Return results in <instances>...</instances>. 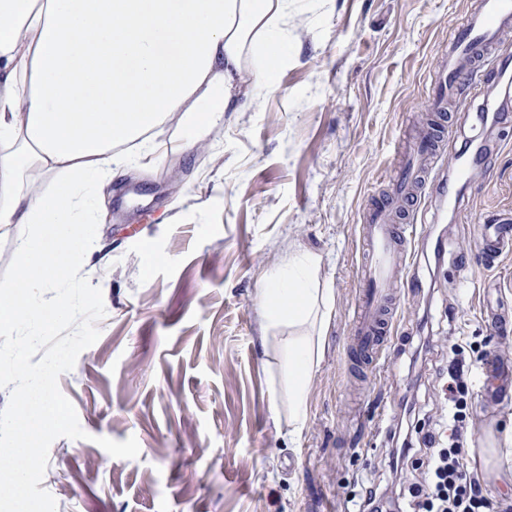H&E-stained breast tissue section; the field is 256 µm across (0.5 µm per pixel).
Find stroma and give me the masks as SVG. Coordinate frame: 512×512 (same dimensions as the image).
<instances>
[{"mask_svg": "<svg viewBox=\"0 0 512 512\" xmlns=\"http://www.w3.org/2000/svg\"><path fill=\"white\" fill-rule=\"evenodd\" d=\"M476 0H293L273 92L233 102L185 147L165 133L151 162L112 180L85 244L105 315L100 337L59 380L88 437L53 441L41 487L71 512H354L391 481L404 398L413 431H435L455 352L471 371L465 465L492 500L485 450L512 433V404L488 406L482 367L512 362V259L478 258L479 227L512 214V117L487 129L478 101L445 123L483 164L448 213L409 246L419 282L403 288L377 365L350 347L364 261L359 224L396 174L397 144L430 107L452 28ZM151 222L135 224L141 209ZM321 257L334 294L309 416L288 433L274 387L287 332L261 335L259 290L289 250ZM136 437L137 458L97 440Z\"/></svg>", "mask_w": 512, "mask_h": 512, "instance_id": "obj_1", "label": "stroma"}]
</instances>
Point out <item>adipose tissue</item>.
<instances>
[{"instance_id":"1","label":"adipose tissue","mask_w":512,"mask_h":512,"mask_svg":"<svg viewBox=\"0 0 512 512\" xmlns=\"http://www.w3.org/2000/svg\"><path fill=\"white\" fill-rule=\"evenodd\" d=\"M290 0H0V229L23 226L27 281L84 269L76 236L98 189L141 166L169 122L189 141L223 121L253 65L276 86ZM54 177L42 189L45 177ZM318 255L291 251L259 293L261 331L293 329L279 397L292 434L308 419L333 296Z\"/></svg>"}]
</instances>
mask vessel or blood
Masks as SVG:
<instances>
[{"instance_id":"obj_1","label":"vessel or blood","mask_w":512,"mask_h":512,"mask_svg":"<svg viewBox=\"0 0 512 512\" xmlns=\"http://www.w3.org/2000/svg\"><path fill=\"white\" fill-rule=\"evenodd\" d=\"M512 27V0H478L475 11L462 23L448 41V53L443 68L445 93L432 102V112L425 125L407 146L411 159L417 160L415 172L406 173L398 182L390 199L383 201L364 215L361 226L366 249L362 266L363 297L353 318L352 334L358 351L377 358L388 334L387 308L389 289L408 283L406 245L422 237L426 225L401 222L397 215L404 205L414 200L418 183L423 180L429 160L448 158V174L461 182L469 177L471 162L462 156L448 153L451 133L443 123L449 96L475 95L481 85L477 77L486 60L496 63V75L512 72V48L497 45V33ZM481 260L485 266L497 265L512 256V221L502 219L483 225L481 231ZM486 397L493 404L512 402V375L496 363H489L486 372Z\"/></svg>"}]
</instances>
